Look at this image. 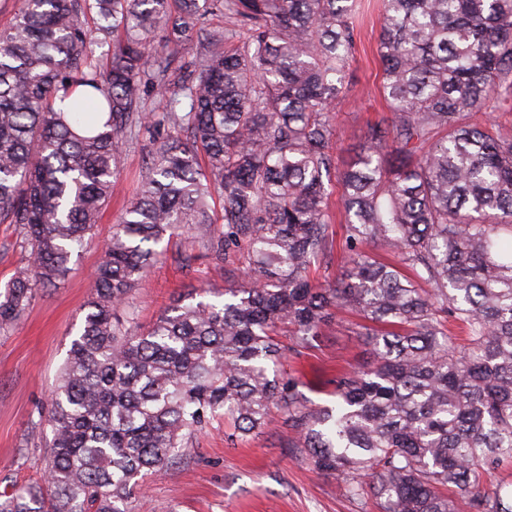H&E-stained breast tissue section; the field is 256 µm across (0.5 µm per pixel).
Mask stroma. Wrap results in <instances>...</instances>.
Masks as SVG:
<instances>
[{"mask_svg": "<svg viewBox=\"0 0 512 512\" xmlns=\"http://www.w3.org/2000/svg\"><path fill=\"white\" fill-rule=\"evenodd\" d=\"M380 24L381 0H361L355 52L335 109L334 152L340 170L361 148L367 123L390 115L380 92ZM150 148L144 135L127 146L92 245L73 256L64 278L40 289L21 319L0 332V493L42 478L44 441L50 433L44 406L86 313L100 248L134 198ZM184 252L193 256L187 267L179 261ZM241 283L236 269L216 272L201 245L173 239L166 261L151 269L133 295L136 321L148 329L177 297L200 287L221 291ZM361 330L356 315L337 311L326 336L291 359V366L304 368L314 381L306 392L312 403H331L322 383L337 369L369 361ZM232 431L231 423L214 425L193 439L186 459L149 474L141 493L131 499V512H378L372 497L347 498L335 477L301 460L280 415L259 432L236 437Z\"/></svg>", "mask_w": 512, "mask_h": 512, "instance_id": "1", "label": "stroma"}]
</instances>
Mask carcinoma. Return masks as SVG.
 Returning <instances> with one entry per match:
<instances>
[{
  "label": "carcinoma",
  "instance_id": "carcinoma-1",
  "mask_svg": "<svg viewBox=\"0 0 512 512\" xmlns=\"http://www.w3.org/2000/svg\"><path fill=\"white\" fill-rule=\"evenodd\" d=\"M356 2L19 0L0 30V224L28 262L0 291V329L88 244L126 145L146 132L155 148L50 394L43 483L0 512H129L144 471L273 408L303 459L379 512H512V488L484 484L512 457V137L469 121L512 96V0H382L391 118L337 175V239ZM217 12L234 28H208ZM116 32L103 65L95 46ZM175 235L241 264L248 287L189 293L142 333L132 293ZM337 247L345 272L315 281ZM337 308L367 321L373 361L336 371L335 400L313 408L275 336L288 328L298 355Z\"/></svg>",
  "mask_w": 512,
  "mask_h": 512
}]
</instances>
